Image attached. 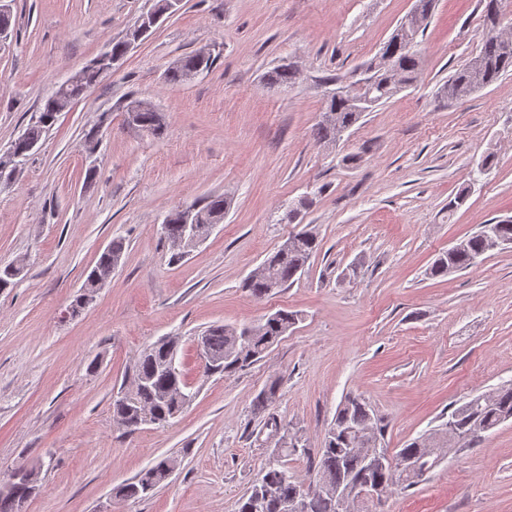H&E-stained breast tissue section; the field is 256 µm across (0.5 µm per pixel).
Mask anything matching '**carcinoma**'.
<instances>
[{"label": "carcinoma", "instance_id": "obj_1", "mask_svg": "<svg viewBox=\"0 0 512 512\" xmlns=\"http://www.w3.org/2000/svg\"><path fill=\"white\" fill-rule=\"evenodd\" d=\"M435 0H416L410 15L415 20L400 21L396 31L372 61L367 69L372 72L373 83L357 92L363 104L356 107L346 98H328L325 101L314 134L325 144L337 143L344 132L354 126L365 113L386 102L404 88L412 85L421 68V57L416 49V38L425 22L431 16ZM214 62L211 56L191 54L183 57L168 71V79L181 83L193 70L204 71ZM512 71V36H494L485 33L478 54L466 65L457 69L442 88L448 99H458L461 91L473 93L482 90L503 75ZM109 72V68L92 60L79 83L70 85L61 99L50 95L45 99L38 120L11 142L7 151L0 154V164L13 162L20 165L29 156L28 147L36 145L43 133L55 121L57 113L63 111L73 100L84 95L99 78ZM298 70L293 63H283L269 74L273 85L288 88L295 84ZM141 100L129 99L123 106L125 116L135 114L137 127L154 137L164 134L163 117L153 106L139 107ZM195 217L203 233H208L213 224L224 221L230 202L222 195H211L195 203ZM494 231L503 242L512 243V220L484 224L473 235L458 243L451 254H442L430 268L433 277H446L449 274L469 268L478 259L491 251L488 233ZM161 233L165 240L173 243L183 234V216L180 209L172 210L162 225ZM293 242L288 247H280L264 260L265 274L257 278H246L242 288L251 295L263 298L280 292L299 279L307 265L320 249L321 241L309 228L305 227L291 236ZM124 242L114 239L105 249L91 270L81 291L69 307V314L77 317L85 309L83 298H94L99 290L94 275L96 271L120 263L124 253ZM22 274V268L10 265L0 266V290L11 288ZM298 321V314L285 309L266 315L257 322L235 326H215L201 333L204 344L202 372L209 377L216 374L229 376L262 359L277 343L281 336ZM249 332L251 340L242 342L244 332ZM179 339L166 336L147 345L140 352L133 370V384L121 389L112 400V416L126 421L124 429L134 433L143 427L138 416V406L143 405L153 415V424L164 426L182 413L190 402L191 385L182 371L174 365L179 351ZM281 382L270 381L253 399V411L264 413L279 399ZM512 419V383L502 384L491 391L470 397L452 409L448 421L426 436L410 440L397 449V458L417 460L432 452L428 461L441 457L447 448H472L477 445L484 433L501 423ZM266 428L269 435L277 438V444L285 455L297 453L305 456L307 451L297 450L301 438L290 433L272 414L268 415ZM384 426L366 401L358 396L347 395L336 409L333 422L327 429L323 446L317 459L311 461V471L315 488L307 492L305 512H341L336 498V488L347 484L353 478H361L372 485H381L388 492L407 489L413 485L409 479L393 480L388 471L365 472V457L370 449L382 447ZM176 461L161 458L140 472L138 477L115 489V497L121 500H141L153 493L170 477L169 471ZM38 486V477L30 472V479L17 483L14 492L0 493V512H21L23 504L31 497ZM260 491L264 499V512H281L283 500L301 490L288 471L278 464L267 467L261 479L254 484L252 491Z\"/></svg>", "mask_w": 512, "mask_h": 512}]
</instances>
